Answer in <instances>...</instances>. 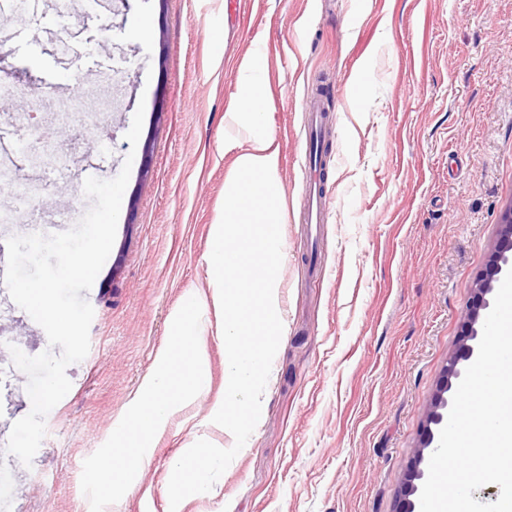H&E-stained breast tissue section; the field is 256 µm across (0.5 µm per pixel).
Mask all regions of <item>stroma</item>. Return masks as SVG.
I'll return each mask as SVG.
<instances>
[{
  "label": "stroma",
  "instance_id": "stroma-1",
  "mask_svg": "<svg viewBox=\"0 0 512 512\" xmlns=\"http://www.w3.org/2000/svg\"><path fill=\"white\" fill-rule=\"evenodd\" d=\"M16 0L0 22V136L31 127L70 154L63 170L11 169L31 196L0 234L36 212L74 226L91 202L76 172L114 178L132 158L113 248L89 291L90 350L46 417L31 466L0 479V512H90L84 460L112 433L166 346L187 289H208L210 231L240 152L224 123L253 55L265 69L268 130L281 147L278 288L283 333L260 420L210 498L182 512H395L406 463L462 313L512 202V0ZM84 99L64 123L61 98ZM331 118L317 238L301 215L308 114ZM360 101V111L350 109ZM110 111L99 120V106ZM137 145L124 135L137 106ZM43 331L0 292V338ZM211 390L154 439L140 482L104 512H167L168 466L205 439L224 388V339L208 332ZM27 377L0 383V456L26 416Z\"/></svg>",
  "mask_w": 512,
  "mask_h": 512
}]
</instances>
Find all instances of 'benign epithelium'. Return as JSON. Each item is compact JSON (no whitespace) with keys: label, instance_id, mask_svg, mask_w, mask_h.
<instances>
[{"label":"benign epithelium","instance_id":"obj_1","mask_svg":"<svg viewBox=\"0 0 512 512\" xmlns=\"http://www.w3.org/2000/svg\"><path fill=\"white\" fill-rule=\"evenodd\" d=\"M512 266V203L506 206L501 214L497 239L490 255L489 264L480 275L473 287V300L466 307L463 315L462 339L454 354L448 357L442 379L433 395L426 411V425L423 437L415 446L413 455L405 470L406 489L400 499L398 512H416L415 503L409 496L418 491L416 482L423 479L424 471L421 464L425 456L436 450L435 431L442 430L445 419L444 410L448 408V398L445 397L452 386L453 381L462 376L461 364L471 360L475 355V347L472 341L479 336L477 325L480 323L482 312L490 307L487 295L494 290V283L500 276L509 271Z\"/></svg>","mask_w":512,"mask_h":512}]
</instances>
